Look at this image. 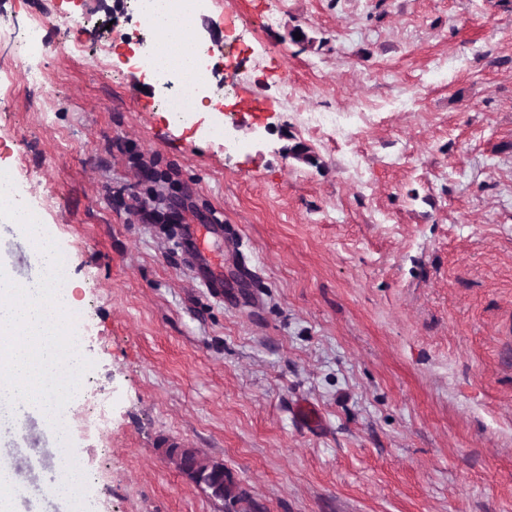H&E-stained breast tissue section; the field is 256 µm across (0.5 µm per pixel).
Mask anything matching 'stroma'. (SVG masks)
Returning <instances> with one entry per match:
<instances>
[{"mask_svg":"<svg viewBox=\"0 0 512 512\" xmlns=\"http://www.w3.org/2000/svg\"><path fill=\"white\" fill-rule=\"evenodd\" d=\"M126 0H0V24L76 10L31 67L43 99L0 90V161L68 258L86 309L81 387L62 419L93 479L85 512H241L177 469L164 442L222 462L266 512H512V0H229L193 39L252 47L262 103L244 150L179 127L140 68L102 52L142 31ZM308 40L291 41L294 28ZM364 112L342 139L299 112ZM303 143L318 158L288 156ZM360 172H353L351 158ZM220 224L214 297L179 236L143 220L157 194ZM0 265L39 269L0 223ZM310 403L312 426L295 410ZM58 436L0 429L16 512H76Z\"/></svg>","mask_w":512,"mask_h":512,"instance_id":"1","label":"stroma"}]
</instances>
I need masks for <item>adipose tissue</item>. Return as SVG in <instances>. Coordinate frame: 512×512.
I'll list each match as a JSON object with an SVG mask.
<instances>
[{"label": "adipose tissue", "mask_w": 512, "mask_h": 512, "mask_svg": "<svg viewBox=\"0 0 512 512\" xmlns=\"http://www.w3.org/2000/svg\"><path fill=\"white\" fill-rule=\"evenodd\" d=\"M147 19L158 38L145 62L146 68L167 66L179 71L187 82H194L200 49L187 42L181 17L172 11L167 0H153Z\"/></svg>", "instance_id": "ef3b65f1"}]
</instances>
